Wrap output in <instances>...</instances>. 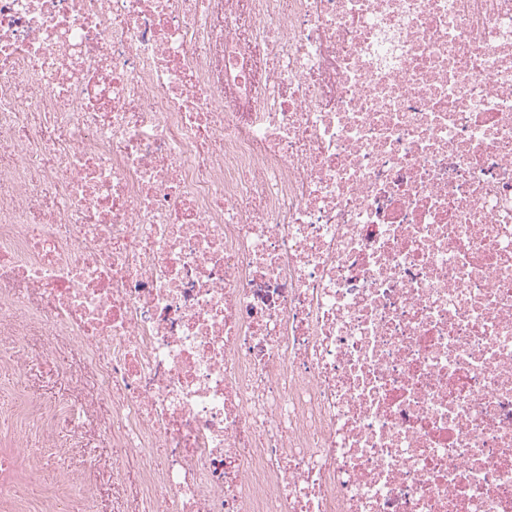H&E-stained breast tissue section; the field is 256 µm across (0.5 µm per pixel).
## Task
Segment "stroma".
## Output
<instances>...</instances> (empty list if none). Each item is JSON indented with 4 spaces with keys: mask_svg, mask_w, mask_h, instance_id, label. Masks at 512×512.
<instances>
[{
    "mask_svg": "<svg viewBox=\"0 0 512 512\" xmlns=\"http://www.w3.org/2000/svg\"><path fill=\"white\" fill-rule=\"evenodd\" d=\"M46 336L42 329L29 328L24 336L27 365L17 371L0 365V406L15 397L43 405L66 406L56 419L61 453L51 455L44 475L27 487L36 498L50 487L59 471L77 470L96 489L90 512H139V462L127 454L116 457L112 448V397L101 391L95 373L88 368L84 353L67 344L44 356ZM122 460L120 480H113L112 466Z\"/></svg>",
    "mask_w": 512,
    "mask_h": 512,
    "instance_id": "stroma-1",
    "label": "stroma"
}]
</instances>
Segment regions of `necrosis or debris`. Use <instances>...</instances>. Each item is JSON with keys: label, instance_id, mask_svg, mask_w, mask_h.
Returning <instances> with one entry per match:
<instances>
[{"label": "necrosis or debris", "instance_id": "necrosis-or-debris-1", "mask_svg": "<svg viewBox=\"0 0 512 512\" xmlns=\"http://www.w3.org/2000/svg\"><path fill=\"white\" fill-rule=\"evenodd\" d=\"M30 323L141 512H512V0H0L13 367ZM6 445L0 512H86Z\"/></svg>", "mask_w": 512, "mask_h": 512}]
</instances>
